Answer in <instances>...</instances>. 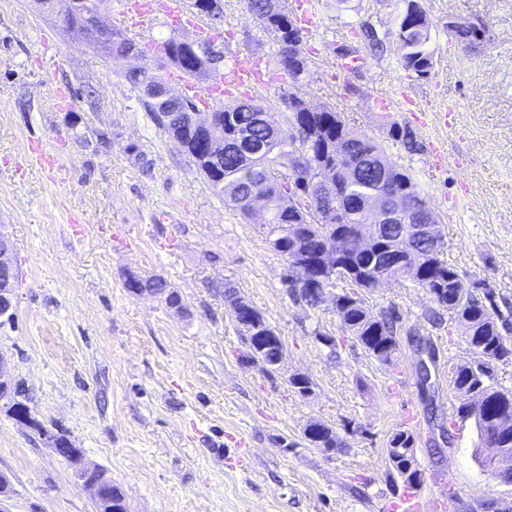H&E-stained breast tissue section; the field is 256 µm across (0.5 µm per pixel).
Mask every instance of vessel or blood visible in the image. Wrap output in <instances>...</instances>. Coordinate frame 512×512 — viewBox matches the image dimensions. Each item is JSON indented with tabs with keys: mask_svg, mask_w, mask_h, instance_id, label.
<instances>
[{
	"mask_svg": "<svg viewBox=\"0 0 512 512\" xmlns=\"http://www.w3.org/2000/svg\"><path fill=\"white\" fill-rule=\"evenodd\" d=\"M122 15L132 26H140L143 19L162 17L169 24L181 26L189 23L190 18L181 7V0H121ZM289 8L298 26L310 29L314 24V0H289ZM268 72V61L264 56L253 53L235 55L231 62L229 74L212 85L202 87L174 71L170 74L171 82L182 91L202 99L204 104H212L223 100H232L239 89L258 84ZM374 105L379 114L385 115L396 110L405 118L414 122H423L424 111L407 94L376 96Z\"/></svg>",
	"mask_w": 512,
	"mask_h": 512,
	"instance_id": "obj_1",
	"label": "vessel or blood"
}]
</instances>
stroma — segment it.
Masks as SVG:
<instances>
[{
    "instance_id": "1",
    "label": "stroma",
    "mask_w": 512,
    "mask_h": 512,
    "mask_svg": "<svg viewBox=\"0 0 512 512\" xmlns=\"http://www.w3.org/2000/svg\"><path fill=\"white\" fill-rule=\"evenodd\" d=\"M222 3L225 57H273V37L243 0ZM315 7L302 97L313 108L336 105L347 127L412 176L442 220L448 263L493 288L495 314L512 320V0H426L433 68L423 78L400 66L392 43L369 69L336 74L359 23L393 31L403 0ZM69 8V0H0V225L19 269L0 352L30 392L31 415L80 448L82 465L104 471L128 512H402L387 448L409 409L426 501H439L437 512L483 502L512 512V485L482 466L473 420L448 427L457 403L448 369L480 356L451 323L431 326L426 289L389 280L365 296L370 312L403 316L389 364L367 356L332 312L294 302L287 263L262 224L214 193L126 79L162 63L165 40H195V27L154 19L139 37L144 57H113L67 26ZM456 15L483 25L484 39L457 45L446 28ZM400 91L429 112L426 124L380 119L374 97ZM449 104L456 110L444 127L436 113ZM393 125L410 128L422 151L392 139ZM433 145L448 157L445 171L428 166ZM36 149L56 157L59 174L28 165ZM463 182L469 195L458 203ZM132 274L167 281L179 307L131 295ZM228 285L279 333L277 372L247 362ZM295 375L311 381V394L290 387ZM312 421L331 427L339 448L305 444ZM76 467L0 409L5 512H95Z\"/></svg>"
}]
</instances>
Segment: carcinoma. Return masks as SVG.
I'll list each match as a JSON object with an SVG mask.
<instances>
[{"label":"carcinoma","instance_id":"carcinoma-1","mask_svg":"<svg viewBox=\"0 0 512 512\" xmlns=\"http://www.w3.org/2000/svg\"><path fill=\"white\" fill-rule=\"evenodd\" d=\"M250 16L265 31L271 25L284 19L288 12L286 0H246ZM409 16L398 17L393 31L399 51L400 65L413 73L433 67V54L428 49L430 32L421 33L409 27ZM357 38L375 55L385 50L386 43L364 21L359 26ZM166 43L172 47L174 58L167 67L133 69L126 75L127 81L135 90L147 82H169L173 69L180 70L194 80L202 78L208 70V62L194 56H187L179 41L170 38ZM142 104L156 127L177 144L186 132L176 126L177 113L183 109H198L197 102L190 97L181 101L147 100ZM260 112H272V108L255 100H239L218 109L220 125L210 132L195 138L196 148L207 160H199L196 165L207 182L221 181L224 191L234 193L237 204L234 208L245 216H250L247 201L257 187L264 189L271 210L263 223L266 234L270 235L280 224L302 226L300 234L285 238L283 250L279 254L290 261L293 252L301 251L311 259L333 251L341 252L336 265L325 269L314 268L311 273L322 276L329 288L345 285L336 294V315L343 331L353 336L359 346L372 358L385 364L392 362L399 349L401 333L400 315L392 308L375 315L365 308V294L372 288L373 274L389 264L392 256L400 250L399 232L388 224L382 225V240L374 244L376 251L360 254L351 247L353 234L364 227L360 208L365 199L377 192L398 194L411 201L423 196L412 178L395 166L386 155L383 147L373 139L350 130L341 120L334 106H324L314 112L300 115V124L306 130L296 133L291 115L285 121L274 120V125L260 124L255 116ZM245 130L256 141L269 144L267 154L251 159H243L229 144L236 131ZM344 138L346 154L340 158L332 148L337 136ZM220 137L226 141L224 153L207 155L206 141L209 137ZM390 136L402 143L408 152H418L421 146L407 129L393 125ZM302 151L313 159H322L324 177L342 185L339 203L345 209V223L323 222L320 207L299 178L284 172L288 168V158ZM366 163V167L348 179L352 163ZM394 167L391 180L381 182L376 169L382 164ZM447 242L439 240L438 246L420 254V265L408 272L393 274V279L410 280L425 288L429 293L438 294L437 304L448 309L451 323L465 341L483 357L477 363L454 365L450 371V385L456 393V412L460 417L474 420L479 448L492 445L512 448V391L497 388L492 382L491 362L512 356V342L502 334V327L493 318L489 305L494 303L495 292L484 287L480 280L467 281L448 265L443 255ZM125 288L133 291L138 288H153L163 295L170 286L159 278L127 279ZM305 441L314 448L338 446V437L329 426L312 422L303 430ZM414 435L408 430L395 432L389 440L388 456L393 469L402 479L403 490L414 489V476L419 470L414 468Z\"/></svg>","mask_w":512,"mask_h":512}]
</instances>
